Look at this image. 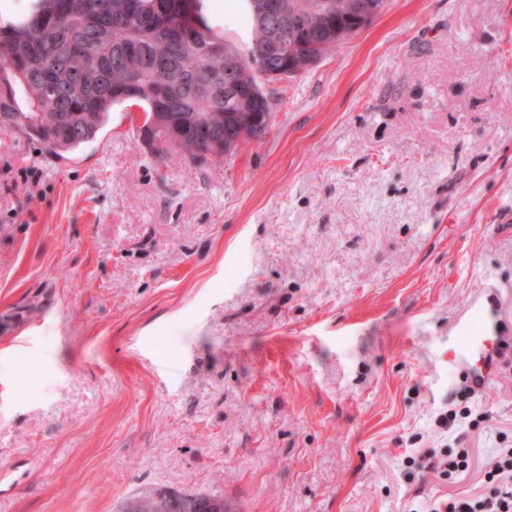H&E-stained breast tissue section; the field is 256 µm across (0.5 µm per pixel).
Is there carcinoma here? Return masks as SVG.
<instances>
[{"mask_svg":"<svg viewBox=\"0 0 512 512\" xmlns=\"http://www.w3.org/2000/svg\"><path fill=\"white\" fill-rule=\"evenodd\" d=\"M129 0H31L29 9L0 27V48L11 65L0 66V112L15 111L13 91L24 93L27 131L51 152L73 150L94 138L116 105L159 112L177 140L162 135L161 150L176 148L193 164L220 161L209 152L224 142L229 117L262 76L251 59L267 49L266 29L256 25L252 0L238 17L250 32L241 53L237 92L224 88V46L201 0H138L141 16L126 19ZM278 13L295 20L288 32L290 56L310 62L343 43L329 26L353 24L366 0H272ZM117 512H235L216 494L156 488L126 498Z\"/></svg>","mask_w":512,"mask_h":512,"instance_id":"obj_1","label":"carcinoma"}]
</instances>
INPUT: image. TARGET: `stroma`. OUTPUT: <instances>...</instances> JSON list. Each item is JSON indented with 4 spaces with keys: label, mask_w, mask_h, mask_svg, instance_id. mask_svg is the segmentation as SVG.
Returning a JSON list of instances; mask_svg holds the SVG:
<instances>
[{
    "label": "stroma",
    "mask_w": 512,
    "mask_h": 512,
    "mask_svg": "<svg viewBox=\"0 0 512 512\" xmlns=\"http://www.w3.org/2000/svg\"><path fill=\"white\" fill-rule=\"evenodd\" d=\"M264 90L202 166L134 106L61 157L0 116V512H415L512 448V362L473 396L442 358L482 293L512 336V0H387ZM117 512H235L233 505L216 494L150 489L127 497Z\"/></svg>",
    "instance_id": "1"
}]
</instances>
